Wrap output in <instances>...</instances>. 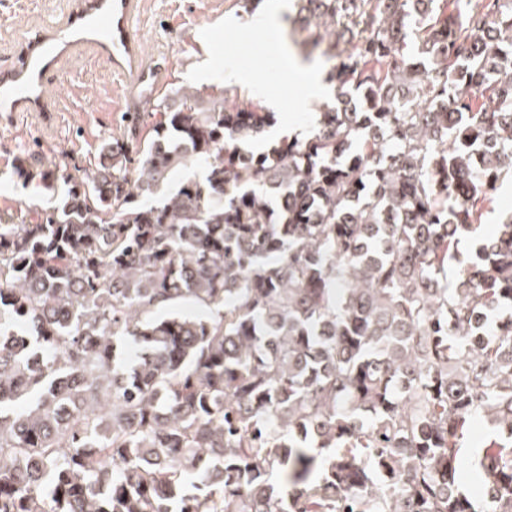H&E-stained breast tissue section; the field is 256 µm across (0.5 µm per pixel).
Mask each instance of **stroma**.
Listing matches in <instances>:
<instances>
[{"instance_id": "35a3bbf8", "label": "stroma", "mask_w": 512, "mask_h": 512, "mask_svg": "<svg viewBox=\"0 0 512 512\" xmlns=\"http://www.w3.org/2000/svg\"><path fill=\"white\" fill-rule=\"evenodd\" d=\"M61 6L62 0H0V31L33 30ZM261 12L241 0H144L140 54L165 71L156 97L135 95L106 59L85 51L65 63L63 77L47 90L57 111L0 112V224L28 223L35 210L53 205L65 191L62 174L94 166L106 142H142L149 128L131 124L129 113L157 111L176 90L223 84L231 104L277 100L280 110L265 142L250 143V151L285 136L307 137L336 90L310 96L296 66L301 49L288 38L289 15L270 28ZM229 69L250 72L253 87L225 83Z\"/></svg>"}]
</instances>
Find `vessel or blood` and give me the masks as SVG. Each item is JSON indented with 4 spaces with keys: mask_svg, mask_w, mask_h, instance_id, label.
Masks as SVG:
<instances>
[{
    "mask_svg": "<svg viewBox=\"0 0 512 512\" xmlns=\"http://www.w3.org/2000/svg\"><path fill=\"white\" fill-rule=\"evenodd\" d=\"M141 5L142 0H68L65 14L26 36L21 63L0 75V112L46 111L44 90L60 77L61 59L83 47L110 56L113 71L132 91L156 95L161 71L145 64L138 51Z\"/></svg>",
    "mask_w": 512,
    "mask_h": 512,
    "instance_id": "1",
    "label": "vessel or blood"
}]
</instances>
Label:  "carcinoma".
Wrapping results in <instances>:
<instances>
[{
    "label": "carcinoma",
    "mask_w": 512,
    "mask_h": 512,
    "mask_svg": "<svg viewBox=\"0 0 512 512\" xmlns=\"http://www.w3.org/2000/svg\"><path fill=\"white\" fill-rule=\"evenodd\" d=\"M297 6L307 140L183 92L0 224V512H512V0ZM481 218L480 234L484 238H492L496 235L498 224L512 215V184L504 181L493 195L492 202L488 205Z\"/></svg>",
    "instance_id": "cac0c4a2"
}]
</instances>
